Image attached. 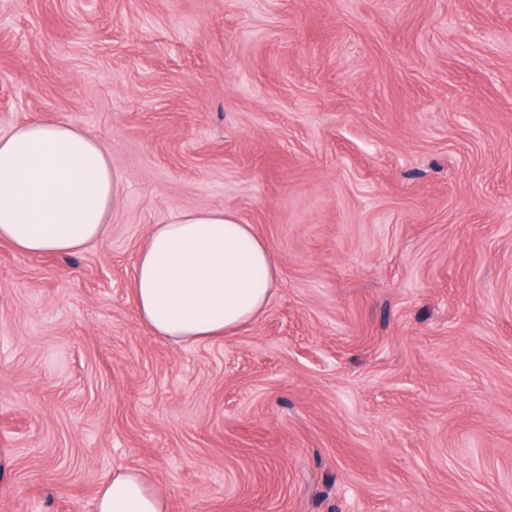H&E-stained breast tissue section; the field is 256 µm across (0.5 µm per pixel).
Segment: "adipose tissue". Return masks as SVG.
I'll return each mask as SVG.
<instances>
[{
    "instance_id": "1",
    "label": "adipose tissue",
    "mask_w": 512,
    "mask_h": 512,
    "mask_svg": "<svg viewBox=\"0 0 512 512\" xmlns=\"http://www.w3.org/2000/svg\"><path fill=\"white\" fill-rule=\"evenodd\" d=\"M120 179L101 143L67 121L0 136V240L30 254H72L106 232ZM280 275L252 225L221 209L154 225L132 279L141 323L178 344L236 333L265 310ZM95 512H169L146 474L113 472Z\"/></svg>"
}]
</instances>
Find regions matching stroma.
I'll list each match as a JSON object with an SVG mask.
<instances>
[{
    "instance_id": "obj_1",
    "label": "stroma",
    "mask_w": 512,
    "mask_h": 512,
    "mask_svg": "<svg viewBox=\"0 0 512 512\" xmlns=\"http://www.w3.org/2000/svg\"><path fill=\"white\" fill-rule=\"evenodd\" d=\"M72 122L121 194L69 255L0 242V512H512V0H0V135ZM281 276L231 336L142 326L178 209ZM95 512H169V504L146 474L120 469L99 491Z\"/></svg>"
}]
</instances>
